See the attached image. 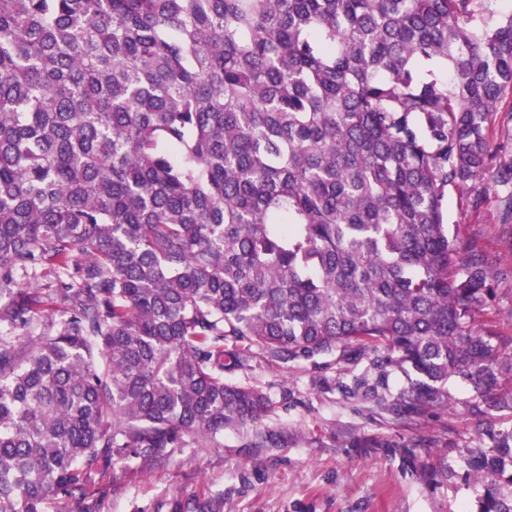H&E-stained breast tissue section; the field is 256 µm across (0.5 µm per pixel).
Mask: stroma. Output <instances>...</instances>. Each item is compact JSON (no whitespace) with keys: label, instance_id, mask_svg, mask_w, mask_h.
Instances as JSON below:
<instances>
[{"label":"stroma","instance_id":"35a3bbf8","mask_svg":"<svg viewBox=\"0 0 512 512\" xmlns=\"http://www.w3.org/2000/svg\"><path fill=\"white\" fill-rule=\"evenodd\" d=\"M491 135L486 199L472 208L449 191L445 222L460 244L478 243L512 266V218L498 198L500 165L512 162V120L505 111ZM235 381L257 386L277 403L263 428L287 431L284 448H247L235 434L217 448H174L167 460L135 459L90 484L96 512H469L482 487L471 461L491 442L470 414L477 399L452 377L448 400L420 415L393 409L409 382L373 356L358 363L303 362L271 368L252 361Z\"/></svg>","mask_w":512,"mask_h":512}]
</instances>
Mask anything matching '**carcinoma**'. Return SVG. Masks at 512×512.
Here are the masks:
<instances>
[{
    "mask_svg": "<svg viewBox=\"0 0 512 512\" xmlns=\"http://www.w3.org/2000/svg\"><path fill=\"white\" fill-rule=\"evenodd\" d=\"M488 0H0V512L276 401L261 359L376 362L421 414L468 381L512 419L503 270L444 223L476 207L512 96ZM449 70L443 79L437 68ZM470 512H512V425ZM495 288L498 290L494 300L475 313L474 324L480 327L485 317L496 315L499 330L505 336H512V318L509 317L512 313V277L499 281Z\"/></svg>",
    "mask_w": 512,
    "mask_h": 512,
    "instance_id": "carcinoma-1",
    "label": "carcinoma"
}]
</instances>
